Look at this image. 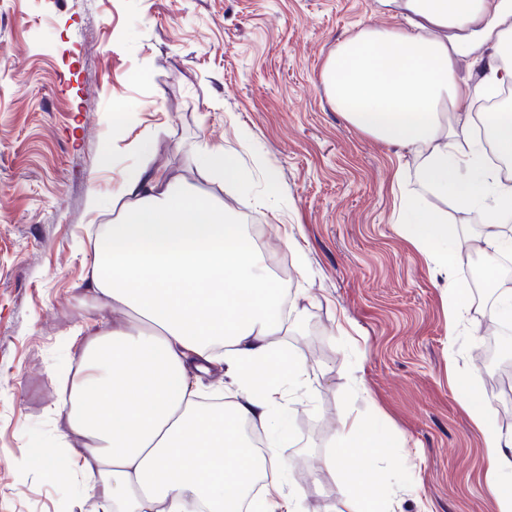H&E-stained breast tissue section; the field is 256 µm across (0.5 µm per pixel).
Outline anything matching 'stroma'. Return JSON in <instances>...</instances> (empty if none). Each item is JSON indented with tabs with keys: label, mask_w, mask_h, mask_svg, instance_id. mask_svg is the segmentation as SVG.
I'll return each mask as SVG.
<instances>
[{
	"label": "stroma",
	"mask_w": 512,
	"mask_h": 512,
	"mask_svg": "<svg viewBox=\"0 0 512 512\" xmlns=\"http://www.w3.org/2000/svg\"><path fill=\"white\" fill-rule=\"evenodd\" d=\"M396 24L377 0H0V512H96L72 460L44 450L68 431L63 335L92 315L78 286L112 219L88 212L87 193L111 200L148 133L156 166L265 226L263 251L288 262L281 285L302 317L276 343L306 359L310 383L293 390L278 454L307 512H356L367 493L390 512H497L462 399L469 380L493 385L475 291L395 223L400 190L419 191L416 157L351 125L323 80L346 38ZM202 143L237 154L247 181H207ZM424 202L460 225L464 251L491 220ZM346 418L380 445L332 472Z\"/></svg>",
	"instance_id": "stroma-1"
}]
</instances>
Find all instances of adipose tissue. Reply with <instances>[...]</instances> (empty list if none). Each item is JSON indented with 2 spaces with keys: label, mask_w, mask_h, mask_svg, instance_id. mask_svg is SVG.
Masks as SVG:
<instances>
[{
  "label": "adipose tissue",
  "mask_w": 512,
  "mask_h": 512,
  "mask_svg": "<svg viewBox=\"0 0 512 512\" xmlns=\"http://www.w3.org/2000/svg\"><path fill=\"white\" fill-rule=\"evenodd\" d=\"M402 29L364 28L337 46L324 80L330 101L352 125L419 159L423 191L456 208L489 206L486 245L512 250V180L489 168L467 132L483 120L499 159L512 163V108L462 116L453 108L479 87L512 80V67L477 86L457 60L482 59L512 44V0H380ZM154 137L122 172L119 209L93 241L81 285L96 313L72 329L79 367L66 420L80 445L63 442L101 512H305L277 474L276 436L254 450L243 428L273 427L283 382L307 383L304 359L279 352L283 295L246 225L155 167ZM195 164L227 186L245 179L235 155L198 147ZM398 222L447 268L463 262L457 225L415 195ZM222 365L230 405L203 409L193 375ZM484 434L485 485L498 512H512V437L487 396L466 387Z\"/></svg>",
  "instance_id": "1"
}]
</instances>
